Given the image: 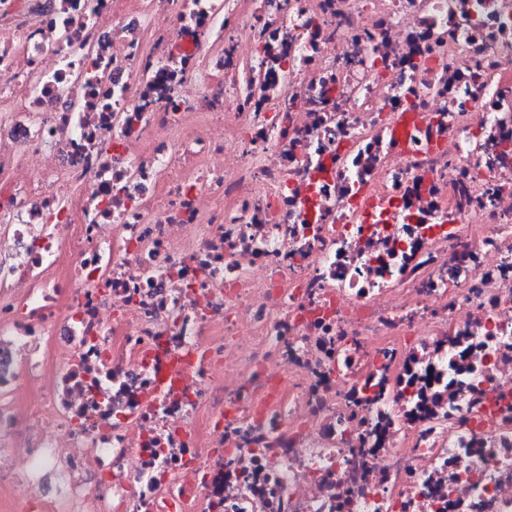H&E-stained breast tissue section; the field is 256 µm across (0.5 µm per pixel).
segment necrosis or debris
Here are the masks:
<instances>
[{"instance_id":"1","label":"necrosis or debris","mask_w":512,"mask_h":512,"mask_svg":"<svg viewBox=\"0 0 512 512\" xmlns=\"http://www.w3.org/2000/svg\"><path fill=\"white\" fill-rule=\"evenodd\" d=\"M15 456L0 512H512V0H0Z\"/></svg>"}]
</instances>
